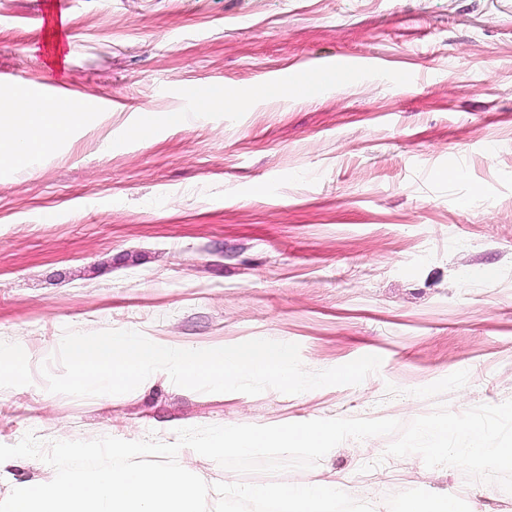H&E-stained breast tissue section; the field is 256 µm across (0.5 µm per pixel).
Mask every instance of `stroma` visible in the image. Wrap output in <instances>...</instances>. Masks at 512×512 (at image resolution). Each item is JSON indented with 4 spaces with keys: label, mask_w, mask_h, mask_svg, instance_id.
<instances>
[{
    "label": "stroma",
    "mask_w": 512,
    "mask_h": 512,
    "mask_svg": "<svg viewBox=\"0 0 512 512\" xmlns=\"http://www.w3.org/2000/svg\"><path fill=\"white\" fill-rule=\"evenodd\" d=\"M339 59L355 64L339 84L252 95ZM20 86L100 108L0 172V351L30 355L0 380V444L406 423L512 399V0H0V90ZM214 86L248 107L197 111ZM147 110L186 121L127 139ZM111 137L125 147L108 151ZM68 329L291 342L309 371L382 364L295 395L198 392L158 371L117 398H74L40 373H61ZM390 442L349 439L279 478L346 479L376 512L438 491L458 512H512V493L388 456Z\"/></svg>",
    "instance_id": "1"
}]
</instances>
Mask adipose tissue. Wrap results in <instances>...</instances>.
Masks as SVG:
<instances>
[{"label": "adipose tissue", "mask_w": 512, "mask_h": 512, "mask_svg": "<svg viewBox=\"0 0 512 512\" xmlns=\"http://www.w3.org/2000/svg\"><path fill=\"white\" fill-rule=\"evenodd\" d=\"M94 110L91 100L49 99L29 89L0 95V171L25 167L45 146V132L67 137Z\"/></svg>", "instance_id": "adipose-tissue-1"}]
</instances>
